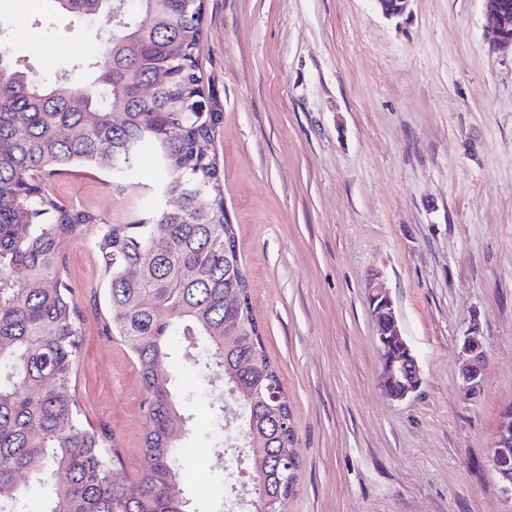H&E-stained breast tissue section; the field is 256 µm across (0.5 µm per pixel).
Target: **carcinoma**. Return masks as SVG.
<instances>
[{"instance_id": "carcinoma-1", "label": "carcinoma", "mask_w": 512, "mask_h": 512, "mask_svg": "<svg viewBox=\"0 0 512 512\" xmlns=\"http://www.w3.org/2000/svg\"><path fill=\"white\" fill-rule=\"evenodd\" d=\"M86 20L114 8L119 19L101 60L80 58L77 81H36L5 57L0 76V512H28L33 486L46 512H192L185 492L189 428L178 413L175 375L206 384L212 366L254 406L244 457L255 474V512H285L299 463L288 396L252 313L235 225L214 152L224 119L203 101L197 55L202 27L188 0H51ZM151 86L149 99L140 95ZM155 170L142 214L114 224L106 213L68 206L50 192L79 169L107 174L123 192L140 185L143 158ZM211 200L197 209V198ZM99 227L94 251L103 284L90 292L98 334L135 358L150 463L130 479L108 423L80 406L76 371L85 317L61 253ZM136 269L138 276L129 271Z\"/></svg>"}]
</instances>
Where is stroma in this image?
<instances>
[{"mask_svg": "<svg viewBox=\"0 0 512 512\" xmlns=\"http://www.w3.org/2000/svg\"><path fill=\"white\" fill-rule=\"evenodd\" d=\"M198 53L224 112L215 150L254 315L288 394L300 456L287 512H512L491 462L512 404V54L483 0H205ZM0 48L37 77L98 52L97 25L47 0H0ZM63 202L121 224L143 207L106 176L57 178ZM77 299L99 281L91 240L62 245ZM388 289L423 384L380 388L368 290ZM478 325L483 387L460 388L458 344ZM180 377L198 449L188 469L227 478L210 401L224 373ZM87 418L120 436L138 476L145 430L136 364L87 314L76 375Z\"/></svg>", "mask_w": 512, "mask_h": 512, "instance_id": "1", "label": "stroma"}]
</instances>
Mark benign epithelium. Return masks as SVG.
Segmentation results:
<instances>
[{
    "instance_id": "1",
    "label": "benign epithelium",
    "mask_w": 512,
    "mask_h": 512,
    "mask_svg": "<svg viewBox=\"0 0 512 512\" xmlns=\"http://www.w3.org/2000/svg\"><path fill=\"white\" fill-rule=\"evenodd\" d=\"M487 16L493 24L495 44L512 52V39L507 31L512 27V5L504 0H483ZM372 321L376 327V348L380 360V386L393 400L402 401L416 393L423 383L418 359L403 335L395 314L394 303L382 283L373 281L369 292ZM460 386L467 396L481 391L484 380L486 350L478 327L471 325L458 346ZM492 464L499 477L503 493L512 499V478L505 468L512 464V405L502 413L498 436L492 450Z\"/></svg>"
}]
</instances>
